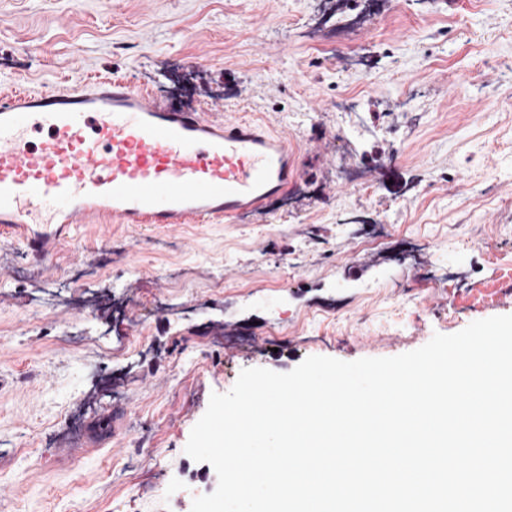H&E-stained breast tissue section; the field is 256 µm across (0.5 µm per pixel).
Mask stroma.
Segmentation results:
<instances>
[{
	"mask_svg": "<svg viewBox=\"0 0 512 512\" xmlns=\"http://www.w3.org/2000/svg\"><path fill=\"white\" fill-rule=\"evenodd\" d=\"M107 76L268 121L300 176L238 224L0 230V512H187L242 369L512 314V0H0V96Z\"/></svg>",
	"mask_w": 512,
	"mask_h": 512,
	"instance_id": "stroma-1",
	"label": "stroma"
}]
</instances>
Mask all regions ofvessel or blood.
<instances>
[{"mask_svg": "<svg viewBox=\"0 0 512 512\" xmlns=\"http://www.w3.org/2000/svg\"><path fill=\"white\" fill-rule=\"evenodd\" d=\"M300 174L287 136L176 107L120 77L0 100V226L208 224Z\"/></svg>", "mask_w": 512, "mask_h": 512, "instance_id": "obj_1", "label": "vessel or blood"}]
</instances>
